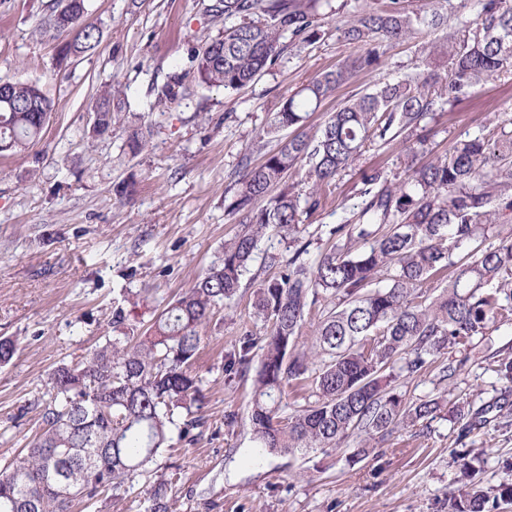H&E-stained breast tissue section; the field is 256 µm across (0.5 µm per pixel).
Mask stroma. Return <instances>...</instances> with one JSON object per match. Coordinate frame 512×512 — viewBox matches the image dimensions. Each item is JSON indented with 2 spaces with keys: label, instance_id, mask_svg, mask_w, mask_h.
I'll return each mask as SVG.
<instances>
[{
  "label": "stroma",
  "instance_id": "35a3bbf8",
  "mask_svg": "<svg viewBox=\"0 0 512 512\" xmlns=\"http://www.w3.org/2000/svg\"><path fill=\"white\" fill-rule=\"evenodd\" d=\"M382 2L347 0L326 18L319 40L241 91L200 87L160 107L153 85L185 67L191 41L218 32L211 0H88L86 21L99 28L100 42L64 61L61 37L40 26L49 0H0V78L38 83L52 101L40 139L0 154V336L17 346L0 368V464L32 442L50 373L111 336L114 304L132 298L131 323L148 328L222 256L238 229L224 191L241 158L284 95L356 54L341 31L354 12ZM441 37L429 27L383 44L379 65L357 72L313 112L310 126L404 78L422 44ZM105 85L120 86L130 122L152 130L139 154L128 152L124 128L92 133L91 105ZM433 126L427 161L477 135L512 140V71L470 89L437 112ZM408 148L399 138L366 148L336 177L325 206L304 225L311 256L331 246L332 226L359 213L360 170L402 174ZM125 181L135 189L122 198L115 189ZM253 303L250 291L224 301L200 331L194 367L206 423L194 442L173 441L155 462L180 469L172 512H448L449 497L464 489L465 460L476 463L490 512H512V502L496 497L512 483V390L492 370L493 361L512 359V324L448 349L446 361L462 365L451 382L434 370L396 379L405 401L440 399L435 418L386 436L353 435L328 452L278 455L262 451L250 427L253 374L224 375V357L240 337L264 333ZM481 408L486 424L469 428V414Z\"/></svg>",
  "mask_w": 512,
  "mask_h": 512
}]
</instances>
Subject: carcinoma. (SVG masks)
<instances>
[{"label":"carcinoma","instance_id":"carcinoma-1","mask_svg":"<svg viewBox=\"0 0 512 512\" xmlns=\"http://www.w3.org/2000/svg\"><path fill=\"white\" fill-rule=\"evenodd\" d=\"M477 19L464 28L448 23L451 0H427L417 12L406 0H387L377 10L359 11L343 38L362 54L311 79L283 98L267 130L252 143L261 155L253 165L244 155L225 211L242 228L224 243L219 261L170 302L141 340L124 307H112L116 336L81 360L50 374L49 399L27 454L0 467V512H97L100 502L120 499L125 480L151 473L160 450L184 440L204 424L192 416L201 379L193 366L200 329L214 308L242 287L258 243L268 231L296 245L286 262L266 256L279 271L255 293L256 313L266 323L262 341L243 336L225 356L224 374L248 371L256 350L250 425L262 450L293 454L339 447L354 433L383 435L434 417L436 398L408 403L392 383L398 373L418 374L439 364L442 380L457 368L440 361L443 351L484 335L491 325L512 324V228L496 248L478 245L486 228L512 214V141L491 147L481 137L456 144L449 154L416 165L415 148L429 141L434 112L452 104L495 73L512 71V0H480ZM330 0H215L208 8L219 20L240 19L218 37L188 52L189 68L169 74L154 87L165 105L194 94V87L237 92L274 66L287 50L321 37V16ZM445 30L442 43L422 51L415 72L350 100L315 131L307 121L358 70L380 60L382 43L412 37L426 22ZM92 25L80 26L64 50L85 53L99 44ZM448 57L445 75L433 69ZM194 74L195 86L185 83ZM125 98L103 89L94 110L102 120L95 135L123 124ZM51 100L35 82L16 80L0 96V150L25 149L41 134ZM296 131L268 147L266 137ZM412 143L405 178L382 168L360 175L363 207L358 223L329 230L336 242L314 260L299 243L304 217L325 205L334 179L371 143L397 137ZM304 173L305 200L286 185ZM371 240L364 250L351 242ZM448 271V286L434 298L423 285ZM336 300L314 331L308 354L297 350L306 318L319 298ZM313 379L314 405L279 421L283 382ZM179 472L154 476L143 512H171ZM489 496L478 484L448 500V512H485Z\"/></svg>","mask_w":512,"mask_h":512}]
</instances>
